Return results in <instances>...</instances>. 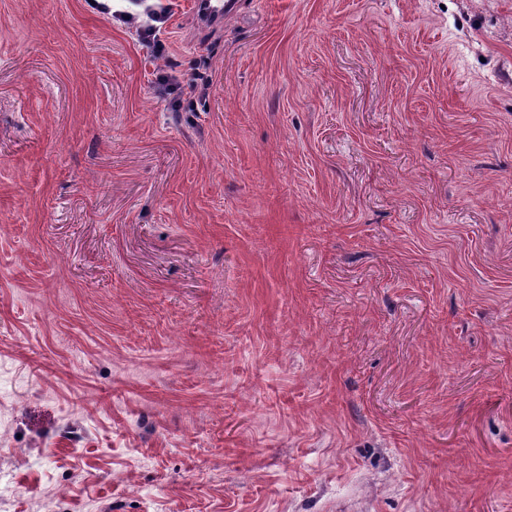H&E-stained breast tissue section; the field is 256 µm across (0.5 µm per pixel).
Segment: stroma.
I'll list each match as a JSON object with an SVG mask.
<instances>
[{
	"instance_id": "stroma-1",
	"label": "stroma",
	"mask_w": 512,
	"mask_h": 512,
	"mask_svg": "<svg viewBox=\"0 0 512 512\" xmlns=\"http://www.w3.org/2000/svg\"><path fill=\"white\" fill-rule=\"evenodd\" d=\"M167 2L0 0V512H512V0ZM197 15H201L211 25L221 24L224 16H229L236 11L238 2L235 0H202L195 1ZM200 87L201 85L192 79L181 80L177 76H166L157 82L156 92L164 98L173 95L172 105L176 107V104L180 103L184 97L194 96Z\"/></svg>"
}]
</instances>
